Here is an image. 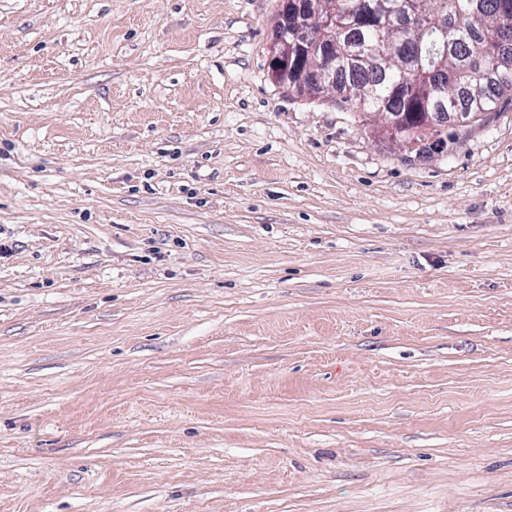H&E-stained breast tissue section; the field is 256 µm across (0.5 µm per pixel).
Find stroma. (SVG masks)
<instances>
[{
	"label": "stroma",
	"instance_id": "stroma-1",
	"mask_svg": "<svg viewBox=\"0 0 512 512\" xmlns=\"http://www.w3.org/2000/svg\"><path fill=\"white\" fill-rule=\"evenodd\" d=\"M279 9L0 0V512H512V98L409 153Z\"/></svg>",
	"mask_w": 512,
	"mask_h": 512
}]
</instances>
